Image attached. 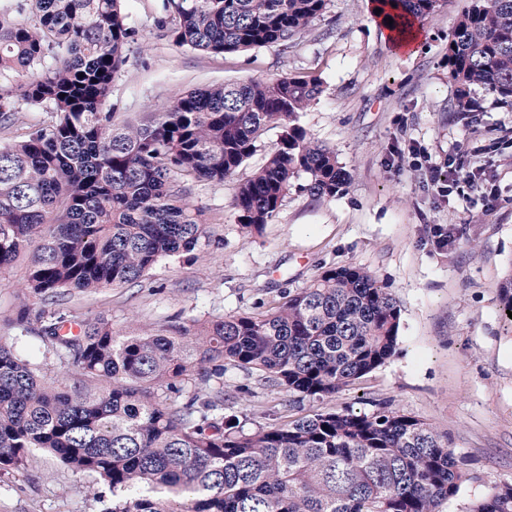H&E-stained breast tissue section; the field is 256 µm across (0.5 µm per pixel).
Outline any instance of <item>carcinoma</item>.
Listing matches in <instances>:
<instances>
[{
  "label": "carcinoma",
  "mask_w": 512,
  "mask_h": 512,
  "mask_svg": "<svg viewBox=\"0 0 512 512\" xmlns=\"http://www.w3.org/2000/svg\"><path fill=\"white\" fill-rule=\"evenodd\" d=\"M123 0H11L0 8V115L49 107L51 121L0 144V271L26 260L23 300L0 336V472L50 453L103 484L105 512H439L473 479L448 436L384 402L297 417L252 433L224 413V367L273 387L329 397L397 351L401 308L365 268L321 271L250 315L121 334L104 317L78 333L63 309L74 292L141 282L165 258L197 261L209 227L189 185L235 175L269 128L279 141L233 200L247 235L272 223L293 181L317 199L350 180L301 115L322 95L316 76L284 74L189 91L135 123L108 108L136 31ZM328 0H155L157 28L180 47L216 54L303 37ZM399 24L441 0H376ZM448 43L455 112L482 89L512 108V0H473ZM31 75L26 81L20 77ZM43 348L35 359L24 343ZM66 367L52 373L45 359ZM194 380L196 391L183 395ZM167 389L179 399L159 397ZM469 512H512V483Z\"/></svg>",
  "instance_id": "cac0c4a2"
}]
</instances>
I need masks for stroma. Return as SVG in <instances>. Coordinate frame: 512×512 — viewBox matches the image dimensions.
<instances>
[{
    "mask_svg": "<svg viewBox=\"0 0 512 512\" xmlns=\"http://www.w3.org/2000/svg\"><path fill=\"white\" fill-rule=\"evenodd\" d=\"M471 4L447 0L423 20L408 55L387 41L370 0H329L291 47L222 55L163 36L154 0H124L137 43L112 83L116 119L193 88L317 75L324 92L301 123L352 178L331 200L310 196L296 181L275 221L245 235L233 199L277 143L279 130L269 129L233 177L191 185L189 199L216 241L203 261L168 259L141 283L65 301L78 321L102 315L119 331L159 330L177 320L267 310L325 267L367 268L402 308L391 359L324 399L268 386L258 372L230 366L224 409L254 432L328 409L370 413L390 403L449 436L474 475L440 512H467L491 487L512 483V324L500 304V286L512 274V108L480 90V111L450 107L448 36ZM452 163L478 171L482 183L439 196L431 177ZM109 505L95 481L41 452L25 472L0 474V512H104Z\"/></svg>",
    "mask_w": 512,
    "mask_h": 512,
    "instance_id": "obj_1",
    "label": "stroma"
}]
</instances>
